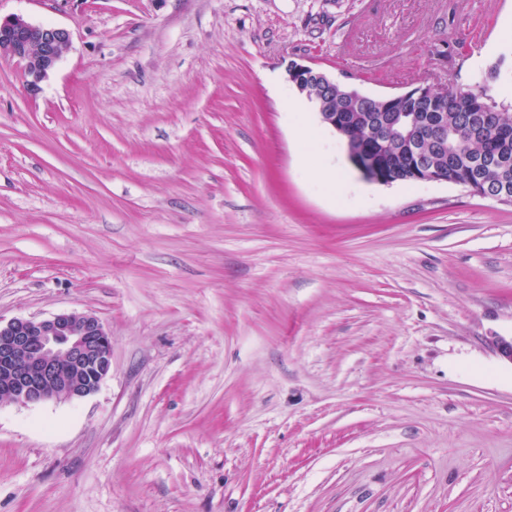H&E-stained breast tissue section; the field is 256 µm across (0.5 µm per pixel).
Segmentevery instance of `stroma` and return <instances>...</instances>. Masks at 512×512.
Wrapping results in <instances>:
<instances>
[{
  "mask_svg": "<svg viewBox=\"0 0 512 512\" xmlns=\"http://www.w3.org/2000/svg\"><path fill=\"white\" fill-rule=\"evenodd\" d=\"M18 14L72 39L35 87L0 56V320L95 315L112 371L0 404V512H512V205L365 180L286 75L510 102L471 58L512 0Z\"/></svg>",
  "mask_w": 512,
  "mask_h": 512,
  "instance_id": "obj_1",
  "label": "stroma"
}]
</instances>
